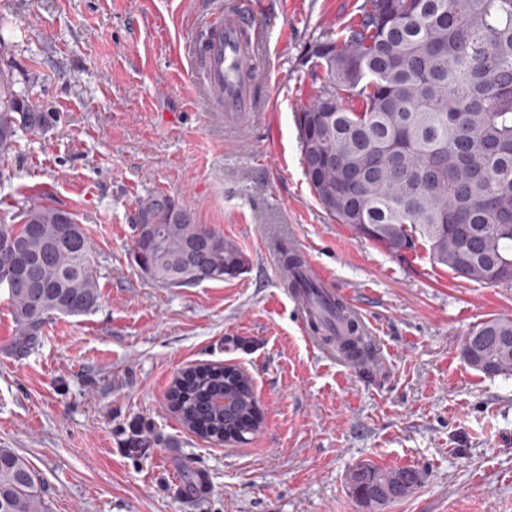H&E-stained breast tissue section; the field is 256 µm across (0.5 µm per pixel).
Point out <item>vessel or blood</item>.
Returning a JSON list of instances; mask_svg holds the SVG:
<instances>
[{"mask_svg": "<svg viewBox=\"0 0 512 512\" xmlns=\"http://www.w3.org/2000/svg\"><path fill=\"white\" fill-rule=\"evenodd\" d=\"M204 35L189 46L193 59V83L203 99L207 119L213 126L238 132L252 127L266 116V103L259 90L263 85L262 70L257 64V42L260 34L255 16L238 6L226 9L219 0H210L202 20ZM274 262H281L285 252L298 253L302 264L295 275L303 286L292 298L302 315V327L310 347L323 357L335 360L339 354L313 332L311 322L317 317L309 303L305 283L318 286L324 302H334L340 292L331 276L306 249L274 240L269 244Z\"/></svg>", "mask_w": 512, "mask_h": 512, "instance_id": "b4317fda", "label": "vessel or blood"}]
</instances>
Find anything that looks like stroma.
<instances>
[{
    "label": "stroma",
    "mask_w": 512,
    "mask_h": 512,
    "mask_svg": "<svg viewBox=\"0 0 512 512\" xmlns=\"http://www.w3.org/2000/svg\"><path fill=\"white\" fill-rule=\"evenodd\" d=\"M204 2L0 0V65L49 115L6 163L0 222L46 200L75 213L100 284L93 312L49 321L21 349L0 287V448L26 460L48 512H364L347 485L361 463L420 473L383 512H512V376L460 354L477 324L512 318V288L360 238L304 175L311 53L364 0H249L268 27L269 105L236 137L212 133L189 77ZM157 192L248 268L187 288L145 276L133 217ZM274 238L302 244L360 306L368 367L311 350L266 252ZM216 364L252 378L262 424L248 443L208 441L169 407L183 370Z\"/></svg>",
    "instance_id": "obj_1"
}]
</instances>
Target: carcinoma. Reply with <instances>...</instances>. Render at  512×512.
<instances>
[{
	"label": "carcinoma",
	"instance_id": "cac0c4a2",
	"mask_svg": "<svg viewBox=\"0 0 512 512\" xmlns=\"http://www.w3.org/2000/svg\"><path fill=\"white\" fill-rule=\"evenodd\" d=\"M327 58L298 117L305 176L324 211L396 255L420 244L454 274L512 287V0H365ZM0 67V158L45 113ZM133 256L163 288L233 276L250 263L234 242L192 222L166 194L142 200ZM0 278L31 259L36 288H11L22 348L56 316H82L100 299L87 236L76 216L43 202L0 224ZM345 355L367 360L355 336ZM488 377L512 375V318H490L461 343ZM168 400L181 423L217 443H242L260 425L252 381L233 367L189 368ZM409 468L364 463L350 473L358 503L377 510L418 485ZM0 512H44L36 475L0 448Z\"/></svg>",
	"mask_w": 512,
	"mask_h": 512
}]
</instances>
